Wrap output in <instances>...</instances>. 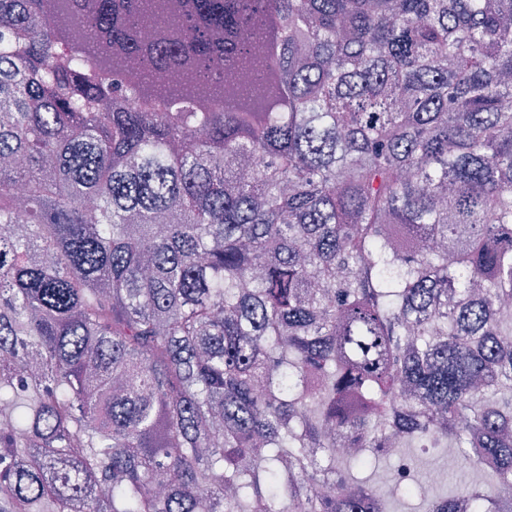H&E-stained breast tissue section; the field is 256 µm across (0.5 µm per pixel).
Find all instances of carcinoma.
Returning <instances> with one entry per match:
<instances>
[{
    "instance_id": "carcinoma-1",
    "label": "carcinoma",
    "mask_w": 512,
    "mask_h": 512,
    "mask_svg": "<svg viewBox=\"0 0 512 512\" xmlns=\"http://www.w3.org/2000/svg\"><path fill=\"white\" fill-rule=\"evenodd\" d=\"M392 442L512 512V0H0V512H389ZM420 465L441 467L444 469L447 476L448 473L450 474L453 484H455L458 489H463L470 478L468 469L461 457L447 460H433L432 458L423 456L420 458Z\"/></svg>"
}]
</instances>
